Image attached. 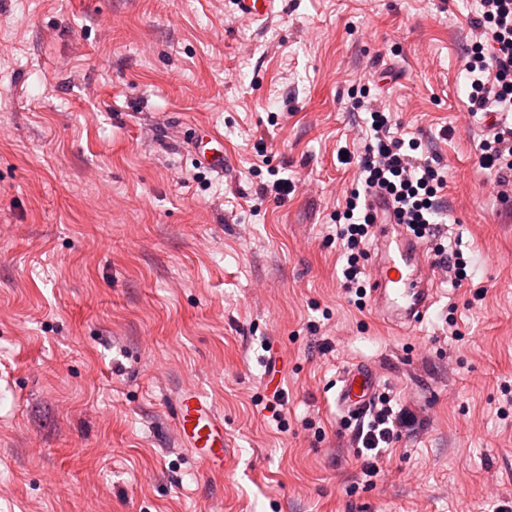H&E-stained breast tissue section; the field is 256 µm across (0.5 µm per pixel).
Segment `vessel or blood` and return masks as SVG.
I'll return each instance as SVG.
<instances>
[{"instance_id":"obj_1","label":"vessel or blood","mask_w":512,"mask_h":512,"mask_svg":"<svg viewBox=\"0 0 512 512\" xmlns=\"http://www.w3.org/2000/svg\"><path fill=\"white\" fill-rule=\"evenodd\" d=\"M277 0H235L241 20L263 22L276 13ZM377 255L370 272L376 312L399 326L423 319L434 299L430 264L414 239L394 234L389 223L376 226ZM377 378L364 365L351 366L341 380L336 402L349 417L362 416L376 392ZM181 442L196 453L206 469L224 467V422L213 403L195 388L185 389L173 403Z\"/></svg>"}]
</instances>
